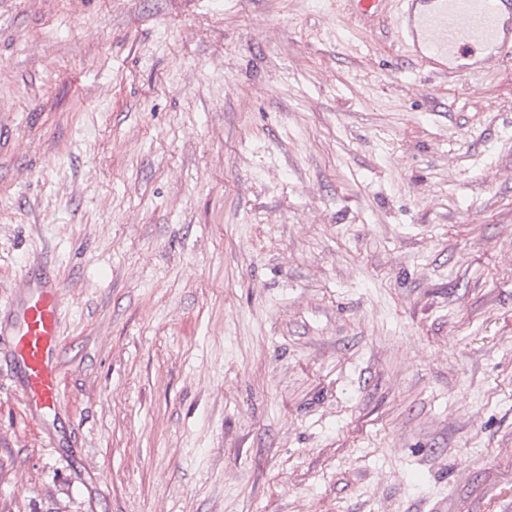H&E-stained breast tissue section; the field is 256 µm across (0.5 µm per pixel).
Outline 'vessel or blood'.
Returning a JSON list of instances; mask_svg holds the SVG:
<instances>
[{"mask_svg":"<svg viewBox=\"0 0 512 512\" xmlns=\"http://www.w3.org/2000/svg\"><path fill=\"white\" fill-rule=\"evenodd\" d=\"M398 32L410 55L456 74L512 52V0H399ZM467 27L456 24L459 16ZM0 317L10 325V356L26 407L43 418L55 412L61 388L62 306L59 286L24 277L21 295Z\"/></svg>","mask_w":512,"mask_h":512,"instance_id":"vessel-or-blood-1","label":"vessel or blood"}]
</instances>
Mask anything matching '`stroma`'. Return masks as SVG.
<instances>
[{
    "label": "stroma",
    "mask_w": 512,
    "mask_h": 512,
    "mask_svg": "<svg viewBox=\"0 0 512 512\" xmlns=\"http://www.w3.org/2000/svg\"><path fill=\"white\" fill-rule=\"evenodd\" d=\"M349 0H0V512H512V54ZM59 291L55 281L33 280L27 273L22 280L21 296L7 307H0L1 319L11 326L9 351L26 407L39 418L56 411L61 388Z\"/></svg>",
    "instance_id": "35a3bbf8"
}]
</instances>
